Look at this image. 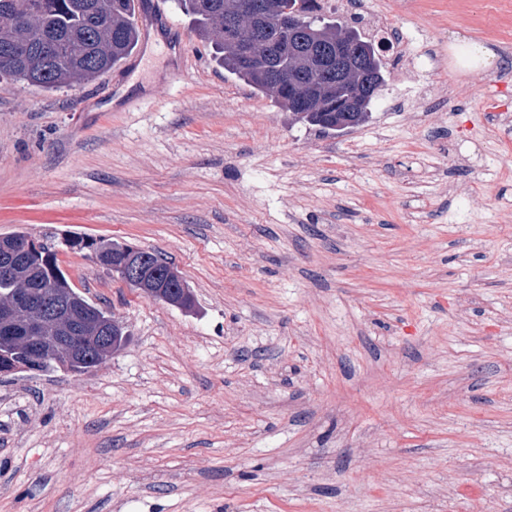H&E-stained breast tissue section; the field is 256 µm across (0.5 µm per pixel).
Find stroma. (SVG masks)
<instances>
[{"label": "stroma", "mask_w": 512, "mask_h": 512, "mask_svg": "<svg viewBox=\"0 0 512 512\" xmlns=\"http://www.w3.org/2000/svg\"><path fill=\"white\" fill-rule=\"evenodd\" d=\"M171 26L95 81L0 78V236L161 253L152 299L61 269L124 324L82 375H0V512H512V0H416L360 126L322 132ZM479 41L489 68L451 48Z\"/></svg>", "instance_id": "stroma-1"}]
</instances>
